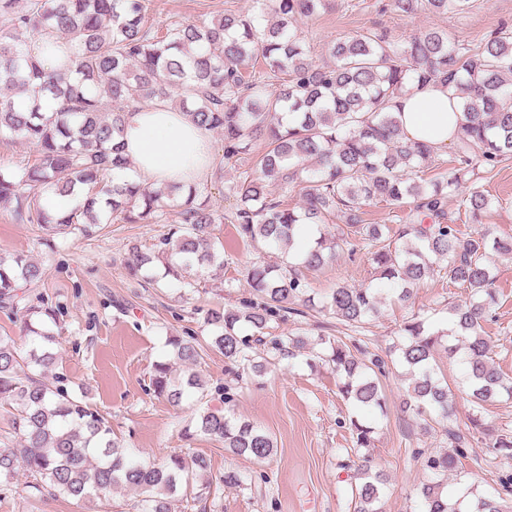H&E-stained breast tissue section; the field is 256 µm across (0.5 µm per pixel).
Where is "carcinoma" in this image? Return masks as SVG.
<instances>
[{
  "instance_id": "obj_1",
  "label": "carcinoma",
  "mask_w": 512,
  "mask_h": 512,
  "mask_svg": "<svg viewBox=\"0 0 512 512\" xmlns=\"http://www.w3.org/2000/svg\"><path fill=\"white\" fill-rule=\"evenodd\" d=\"M476 0H391L403 16L420 10L464 16ZM150 0H0V134L36 148L33 163L11 176L0 172V201L34 224L45 241L60 234L91 235L102 224H163L179 209L155 247H131L126 269L132 277L172 276L194 289L204 273L229 265L214 234L223 221L236 226L247 244L283 250L274 262L246 269L249 296L238 305L212 308L202 344L194 333L171 336V358L156 361L148 389L173 406L207 397L200 368L209 351L224 355L236 380L262 376L280 359L305 355L330 366L339 391L355 408L384 412L385 361L368 356L356 336L305 333L275 336L273 330L302 310L319 308L356 332L381 314L376 289L338 284L315 301L307 273L336 260L338 239L319 232L308 249L295 248L300 224L321 225L338 217L359 236L378 276L399 285L394 301L405 304L425 279L437 275L468 292L469 300L448 307L445 328H432L414 313L400 325L393 345L408 384L402 405L423 421L443 425L449 449L424 457L431 479L419 489L422 512H509L503 496L448 500V475L458 472L465 448L485 433L454 425L456 402L435 355L444 349L465 365L466 400L480 410L500 397L512 398V377L500 370L484 326L493 318L496 273L493 253L512 255V238L481 224L490 199L486 175L512 159V28L502 27L473 43L431 28L404 41L374 31L340 37L327 45V61L310 58L306 37L294 22L315 15L324 0H254L252 12L227 10L200 24L148 23ZM65 46L67 61L46 68L39 50ZM434 81L461 99L465 122L454 138L452 157L435 162L437 151L405 138L395 115L409 86ZM143 103L168 104L196 125L224 138V161L247 159V168L227 186L237 200L224 217L209 209L197 185H145L131 159L114 143L126 112ZM125 172L121 185L113 171ZM465 190L472 222L465 235L448 212V198ZM300 205L288 206V193ZM77 198L63 213L48 206L52 195ZM371 201L409 211L396 227L366 222ZM43 267L24 256L0 257V308L22 323L27 349L0 336V400L13 405L11 436L0 439V490L19 473L30 478L32 496L112 501L137 490L138 512H175L192 500L207 512L210 497L243 486L228 469L212 475L202 454H172L162 464L127 453L112 437L107 419L83 399L46 376L56 362L59 310L24 291L39 287ZM271 356L261 357V348ZM224 388V408L199 414L195 429L224 451L258 460L274 453L273 438L236 416ZM353 450L368 448L374 428L350 422ZM502 461L512 460V432L488 433ZM384 474L361 455L352 487L353 512H381Z\"/></svg>"
}]
</instances>
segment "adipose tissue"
I'll list each match as a JSON object with an SVG mask.
<instances>
[{"label": "adipose tissue", "instance_id": "obj_1", "mask_svg": "<svg viewBox=\"0 0 512 512\" xmlns=\"http://www.w3.org/2000/svg\"><path fill=\"white\" fill-rule=\"evenodd\" d=\"M400 104L398 120L406 138L438 150L453 140L463 119L457 99L436 83L410 90ZM115 140L148 184L189 185L210 170L206 132L167 106L147 104L128 112Z\"/></svg>", "mask_w": 512, "mask_h": 512}]
</instances>
